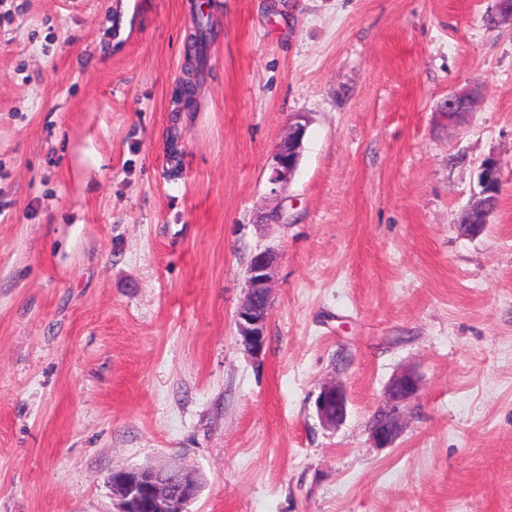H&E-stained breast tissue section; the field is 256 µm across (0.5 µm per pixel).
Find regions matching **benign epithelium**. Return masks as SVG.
Returning a JSON list of instances; mask_svg holds the SVG:
<instances>
[{
	"label": "benign epithelium",
	"mask_w": 512,
	"mask_h": 512,
	"mask_svg": "<svg viewBox=\"0 0 512 512\" xmlns=\"http://www.w3.org/2000/svg\"><path fill=\"white\" fill-rule=\"evenodd\" d=\"M481 97L477 86L455 88L444 101L448 125H459L474 111ZM305 116L292 114V122L285 139L275 149L270 166L269 182L281 188L293 179L299 162V149L306 131ZM501 165L495 157L486 158L479 172L482 198L467 207L484 220L482 224H462L467 234L476 236L486 228L498 207ZM275 257L261 251L251 259L247 270L246 297L236 312V327L245 349L256 359L267 348V321L272 301V282ZM419 379L410 369L397 373L386 389L388 408L372 418L369 434L378 448L394 444L400 429V406L415 398L419 392ZM348 397L341 384L325 385L317 400L316 411L326 426L340 423L347 415ZM112 498L117 501L118 512H188L198 498L199 484L196 472L187 468L166 465L144 468L119 469L109 477Z\"/></svg>",
	"instance_id": "7a95c632"
}]
</instances>
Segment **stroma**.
<instances>
[{"instance_id": "1", "label": "stroma", "mask_w": 512, "mask_h": 512, "mask_svg": "<svg viewBox=\"0 0 512 512\" xmlns=\"http://www.w3.org/2000/svg\"><path fill=\"white\" fill-rule=\"evenodd\" d=\"M497 0H0V512H512V27ZM212 39L181 107L198 12ZM481 89L449 125V90ZM307 117L298 170L271 156ZM501 163L483 233L458 227ZM281 208L282 223L265 215ZM276 257L268 345L245 271ZM421 379L392 447L368 423ZM347 416L319 421L328 382ZM305 116L300 113L292 114V122L285 139L275 149L270 166L269 182L281 188L287 186L293 179L299 162V149L306 131ZM275 257L260 251L251 259L247 270L246 297L236 312V327L245 349L260 358L267 348V321L272 301ZM196 471L166 465L112 471L109 486L117 512H188L198 498ZM180 475L182 485L174 484Z\"/></svg>"}]
</instances>
